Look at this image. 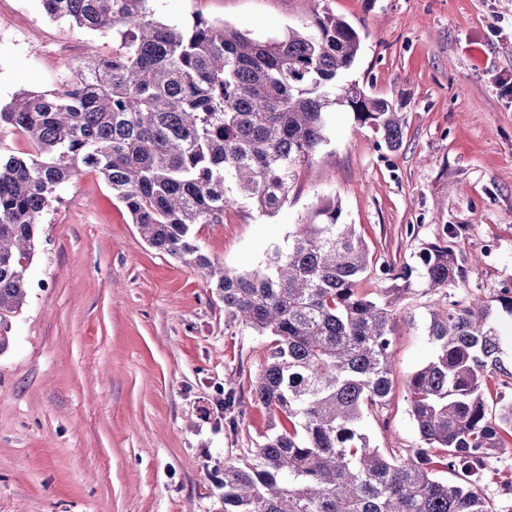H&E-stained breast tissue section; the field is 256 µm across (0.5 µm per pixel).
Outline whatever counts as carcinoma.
Wrapping results in <instances>:
<instances>
[{"label": "carcinoma", "instance_id": "obj_1", "mask_svg": "<svg viewBox=\"0 0 512 512\" xmlns=\"http://www.w3.org/2000/svg\"><path fill=\"white\" fill-rule=\"evenodd\" d=\"M40 2L51 19L120 34L121 48L105 57L88 44L60 92L22 91L0 105V129L33 146L0 154V353L26 301L35 227L84 166L150 247L202 274L224 319L267 339L252 397L272 428L251 455L224 464V512H499L481 484L493 455L512 446V364L492 305L465 284L455 226L413 261L379 265L387 286L376 298L360 288L366 246L355 225L339 223L334 198L250 272L215 263L193 235L239 203L276 213L327 142L325 115L336 107L388 150L400 147L393 103L340 82L359 32L317 10L263 40L202 19L162 23L151 0ZM416 294L433 298V351L405 383L418 445L404 454L371 446L363 421L391 400L398 313Z\"/></svg>", "mask_w": 512, "mask_h": 512}]
</instances>
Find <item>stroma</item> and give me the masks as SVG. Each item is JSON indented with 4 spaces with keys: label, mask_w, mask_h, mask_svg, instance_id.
Masks as SVG:
<instances>
[{
    "label": "stroma",
    "mask_w": 512,
    "mask_h": 512,
    "mask_svg": "<svg viewBox=\"0 0 512 512\" xmlns=\"http://www.w3.org/2000/svg\"><path fill=\"white\" fill-rule=\"evenodd\" d=\"M164 23L202 18L282 35L321 10L361 34L342 79L392 101L397 150L348 109L326 115L327 142L271 216L241 204L196 225L226 268H260L287 247L319 199L340 202L373 260H411L444 227L461 230L466 279L494 304L512 363V0H152ZM0 104L55 93L93 42L119 35L49 19L39 0H0ZM418 235H410V225ZM30 287L0 354V512H220L224 464L248 454L271 419L252 399L266 340L225 322L194 268L150 248L95 171L79 168L36 229ZM429 300L404 304L393 345V400L364 419L380 448L416 447L405 381L429 359ZM236 405L224 407L225 391Z\"/></svg>",
    "instance_id": "35a3bbf8"
}]
</instances>
